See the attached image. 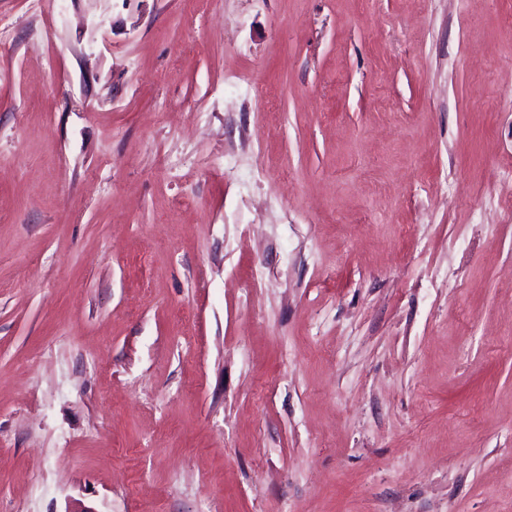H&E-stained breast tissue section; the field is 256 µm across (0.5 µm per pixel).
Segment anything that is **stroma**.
I'll return each mask as SVG.
<instances>
[{
    "mask_svg": "<svg viewBox=\"0 0 512 512\" xmlns=\"http://www.w3.org/2000/svg\"><path fill=\"white\" fill-rule=\"evenodd\" d=\"M0 512H512V0H0Z\"/></svg>",
    "mask_w": 512,
    "mask_h": 512,
    "instance_id": "stroma-1",
    "label": "stroma"
}]
</instances>
